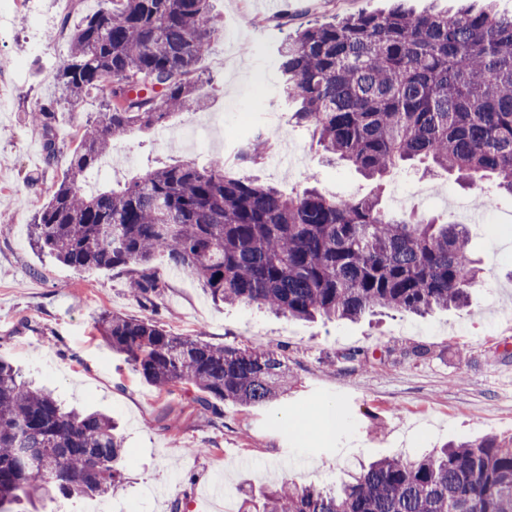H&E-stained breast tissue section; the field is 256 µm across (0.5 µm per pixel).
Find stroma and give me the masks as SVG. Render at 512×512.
Here are the masks:
<instances>
[{"instance_id":"obj_1","label":"stroma","mask_w":512,"mask_h":512,"mask_svg":"<svg viewBox=\"0 0 512 512\" xmlns=\"http://www.w3.org/2000/svg\"><path fill=\"white\" fill-rule=\"evenodd\" d=\"M103 0H15L0 8V357L65 404L111 415L125 436L124 488L101 499L36 498L16 512H238L243 489L290 477L338 485L361 466L394 455L420 457L462 440L512 436V195L492 191L487 210L462 218L457 200L473 202L454 177L395 169L383 184L354 168L326 163L313 132L295 126L293 107L278 96L276 53L301 23L382 12L393 0H211L224 29L198 64L207 80L198 109L166 126L114 142L110 168L99 169L84 191L120 184L177 161L226 159L223 142L198 150L175 139L193 120L217 113L225 129L240 125L253 105V77L266 71V112L275 122L271 144L256 166L228 162L284 192L316 185L324 193L362 197L380 192L398 212L414 183L433 189L416 212L456 224L468 220L467 253L480 260L485 288L474 289L463 309L425 316L367 315L349 321H296L243 304L215 303L194 279L167 265L165 286L142 304L125 275L60 263L31 241L35 214L66 173L77 133L103 101L93 92L77 106L56 103L57 75L67 55L64 39L45 30L78 26ZM55 103L60 151L46 160L31 109ZM150 318L166 330L216 345H271L281 349L295 382L287 396L262 406L221 403L222 417L200 413L197 389L177 384L161 391L112 351L94 324L103 313ZM367 349L368 369L342 370L338 355Z\"/></svg>"}]
</instances>
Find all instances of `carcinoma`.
Here are the masks:
<instances>
[{"label": "carcinoma", "instance_id": "carcinoma-1", "mask_svg": "<svg viewBox=\"0 0 512 512\" xmlns=\"http://www.w3.org/2000/svg\"><path fill=\"white\" fill-rule=\"evenodd\" d=\"M104 4L81 27L59 31L69 42L59 99L74 106L93 91L105 97L34 217L37 247L76 270L122 272L146 301L165 287L154 265L162 256L216 301L293 319L462 307L481 286L465 225L395 216L378 193L339 198L311 186L285 194L218 159L84 192L80 183L113 141L198 106L197 65L223 34L210 0ZM278 54L281 95L299 104L296 123L313 129L331 159L378 181L429 161L458 181H488L512 195V15L490 4L453 14L395 7L310 23ZM54 119L46 105L31 110L50 160L60 150ZM262 140L247 141L241 166L262 160ZM95 329L145 380L198 389V405L214 415L224 401L267 405L292 384L270 346L214 347L114 313ZM337 362L365 369L367 353L349 350ZM123 444L111 417L64 406L0 359V512L55 492L84 499L119 491ZM239 512H512V437L384 458L335 490L285 480L245 493Z\"/></svg>", "mask_w": 512, "mask_h": 512}]
</instances>
